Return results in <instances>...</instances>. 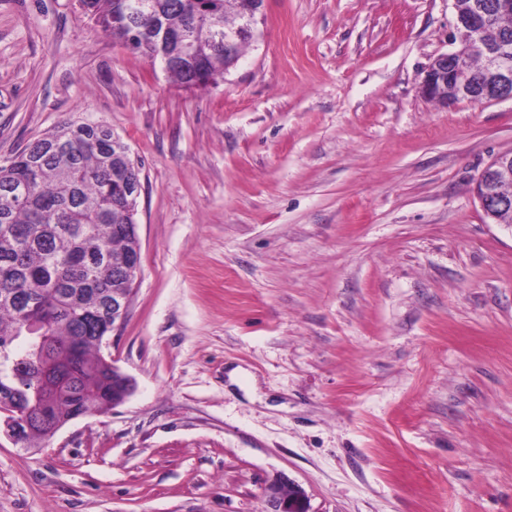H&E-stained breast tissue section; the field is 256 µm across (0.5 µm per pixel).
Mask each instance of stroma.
<instances>
[{"mask_svg": "<svg viewBox=\"0 0 512 512\" xmlns=\"http://www.w3.org/2000/svg\"><path fill=\"white\" fill-rule=\"evenodd\" d=\"M453 0H267L208 90L78 0H0V163L65 120L141 167V272L104 348L136 388L41 447L0 512H512V229L472 187L512 101L418 83ZM266 491L270 508L267 512H310L306 495L299 486L276 480Z\"/></svg>", "mask_w": 512, "mask_h": 512, "instance_id": "1", "label": "stroma"}]
</instances>
